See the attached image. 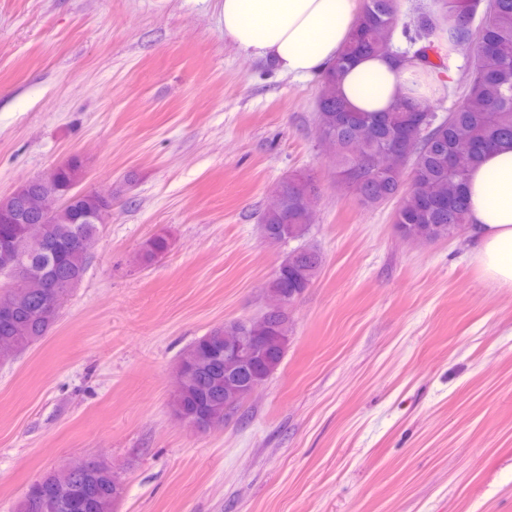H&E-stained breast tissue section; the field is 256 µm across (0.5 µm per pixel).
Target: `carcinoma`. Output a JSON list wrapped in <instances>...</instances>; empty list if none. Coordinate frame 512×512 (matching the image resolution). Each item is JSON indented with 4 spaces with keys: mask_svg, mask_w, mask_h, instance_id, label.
<instances>
[{
    "mask_svg": "<svg viewBox=\"0 0 512 512\" xmlns=\"http://www.w3.org/2000/svg\"><path fill=\"white\" fill-rule=\"evenodd\" d=\"M401 15L400 0H363L349 42L337 60L322 74L318 100V121L322 133L336 144V168L350 170L353 187L365 204L375 205L399 194L403 203L397 212V228L405 234L437 240L454 236L469 224L465 180L469 169L487 151L512 141V0H433L421 9L413 23L404 25L405 46L395 44L394 34ZM478 26H473L476 17ZM494 46L492 57L474 51L472 71L461 100L444 118H439L423 97L401 102L388 112H354L338 93L348 64L358 55L386 54L402 63L415 58L413 66L427 74L439 73L444 64L433 62L429 51L445 44L453 53L462 44L477 40ZM397 145L393 163L402 168L412 162L409 187L403 172L392 177L379 172L380 149ZM77 163L58 169L55 186L68 188ZM276 191L288 197V207L266 210L262 226L271 242L301 239L310 227V211L303 198L316 191L312 179L295 175L283 180ZM97 208L87 196L74 203L73 211L47 223L20 210L13 224L0 223V245L21 244L35 284L31 288H7L13 308L0 315V339L11 340L23 350L40 340L56 324L59 314L45 312L44 299L53 288H70L81 283L89 259L76 247L85 235H94L98 225L75 220L79 210ZM169 249L164 234L149 238L140 259L153 261ZM322 256L313 248L289 253L282 265L288 291L300 296L319 274ZM288 320V309L269 315L268 328L253 327L268 336L265 360L280 364L284 349L274 338L275 327ZM239 322L230 321L196 339L182 354L177 369L187 373L179 391V404L188 415L207 414L220 421L224 399L232 390L224 384V365L193 371V366L211 346L224 345V334L238 331ZM87 496L85 512H113L122 497L121 479L106 468L80 481Z\"/></svg>",
    "mask_w": 512,
    "mask_h": 512,
    "instance_id": "1",
    "label": "carcinoma"
}]
</instances>
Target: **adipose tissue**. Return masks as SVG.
Segmentation results:
<instances>
[{
  "mask_svg": "<svg viewBox=\"0 0 512 512\" xmlns=\"http://www.w3.org/2000/svg\"><path fill=\"white\" fill-rule=\"evenodd\" d=\"M224 35L244 54L282 74L309 77L337 57L355 22V0H222ZM446 79L423 75L383 55L361 56L340 91L359 112H384L420 96H444ZM472 261L484 279L512 288V143L486 152L466 181Z\"/></svg>",
  "mask_w": 512,
  "mask_h": 512,
  "instance_id": "adipose-tissue-1",
  "label": "adipose tissue"
}]
</instances>
